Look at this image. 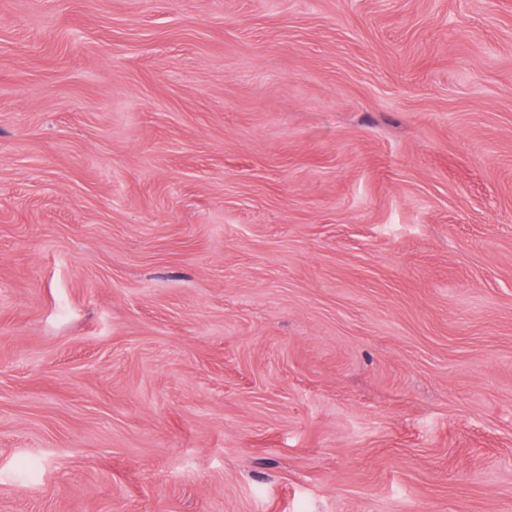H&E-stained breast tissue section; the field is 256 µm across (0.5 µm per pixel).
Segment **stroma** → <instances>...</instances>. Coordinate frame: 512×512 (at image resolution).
<instances>
[{
    "label": "stroma",
    "mask_w": 512,
    "mask_h": 512,
    "mask_svg": "<svg viewBox=\"0 0 512 512\" xmlns=\"http://www.w3.org/2000/svg\"><path fill=\"white\" fill-rule=\"evenodd\" d=\"M0 512H512V0H0Z\"/></svg>",
    "instance_id": "35a3bbf8"
}]
</instances>
